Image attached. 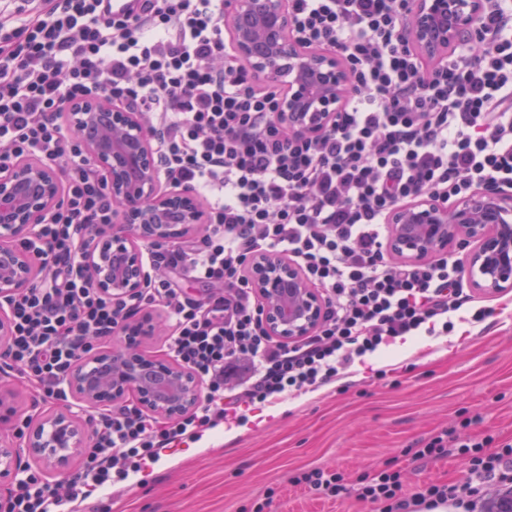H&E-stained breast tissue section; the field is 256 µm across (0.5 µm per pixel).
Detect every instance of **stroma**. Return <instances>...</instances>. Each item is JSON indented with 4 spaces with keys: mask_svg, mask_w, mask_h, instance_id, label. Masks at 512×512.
<instances>
[{
    "mask_svg": "<svg viewBox=\"0 0 512 512\" xmlns=\"http://www.w3.org/2000/svg\"><path fill=\"white\" fill-rule=\"evenodd\" d=\"M482 303L494 309L483 321L418 336L408 349L394 346L317 391L240 405L156 458L112 469L85 512H373L355 496L328 499L292 479L322 468L352 483L392 460L410 493L429 480L464 482L462 458L419 469L406 451L444 430L512 439V291ZM380 369L393 371V380L377 379ZM1 388L15 392L18 419L32 423L76 408L71 399L34 404L13 371L0 372ZM261 412L266 424L251 423Z\"/></svg>",
    "mask_w": 512,
    "mask_h": 512,
    "instance_id": "stroma-1",
    "label": "stroma"
}]
</instances>
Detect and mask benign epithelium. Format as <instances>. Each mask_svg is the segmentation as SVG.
<instances>
[{
	"instance_id": "benign-epithelium-1",
	"label": "benign epithelium",
	"mask_w": 512,
	"mask_h": 512,
	"mask_svg": "<svg viewBox=\"0 0 512 512\" xmlns=\"http://www.w3.org/2000/svg\"><path fill=\"white\" fill-rule=\"evenodd\" d=\"M476 0H414L409 48L438 63L475 39ZM227 32L236 57L251 77L283 87L280 119L289 131H323L353 92L344 60L325 48L306 46L292 33L288 0H227ZM93 164L107 176L116 222L93 229L81 250V272L101 294L120 300L147 285L139 242L174 243L199 230L200 201L185 189H161L154 135L140 112L102 94L66 109ZM59 171L26 157L0 169V297L29 283L36 258L20 242L58 205ZM466 248L463 274L482 294L512 289V194L478 189L451 209L422 195L398 206L391 218L388 252L418 262ZM251 286L262 306L269 335L294 340L312 335L324 318V299L291 261L272 253L250 262ZM162 317L151 311L121 324L130 340L88 353L69 378L80 403L110 407L132 400L145 413L177 419L201 399L197 377L164 355H147L139 343L164 334ZM87 424L70 412L53 413L28 428V456L53 475L66 473L73 457L89 447ZM20 471L18 449L0 435V512H8L9 488Z\"/></svg>"
}]
</instances>
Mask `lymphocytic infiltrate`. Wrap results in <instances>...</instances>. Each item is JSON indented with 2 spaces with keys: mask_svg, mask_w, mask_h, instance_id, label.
Listing matches in <instances>:
<instances>
[{
  "mask_svg": "<svg viewBox=\"0 0 512 512\" xmlns=\"http://www.w3.org/2000/svg\"><path fill=\"white\" fill-rule=\"evenodd\" d=\"M23 0L0 8V168L33 156L66 176L60 204L24 242L41 279L6 300L12 334L0 361L34 397L62 399L93 342L122 320L164 307L165 347L201 381L186 415L160 420L129 404L104 411L79 471L65 489L23 469L10 512H52L87 480L156 455L216 426L229 410L325 385L397 340L441 329L473 298L457 261H392L394 208L421 195L445 207L477 188L512 189V0H479L477 41L426 68L408 46L413 0H288L294 36L336 51L353 92L332 124L298 136L278 117L282 90L257 86L224 32V0ZM107 92L156 131L168 183L205 203L202 238L146 247V288L115 301L77 272L92 226L113 222L105 174L86 155L64 109ZM259 252L283 254L321 291L326 311L309 336L281 342L265 328L247 271ZM179 270L209 284L207 301L165 278ZM459 455L466 482L404 491L400 470L364 473L357 496L379 512H486L490 489L512 492V440L439 433L416 462Z\"/></svg>",
  "mask_w": 512,
  "mask_h": 512,
  "instance_id": "1",
  "label": "lymphocytic infiltrate"
}]
</instances>
